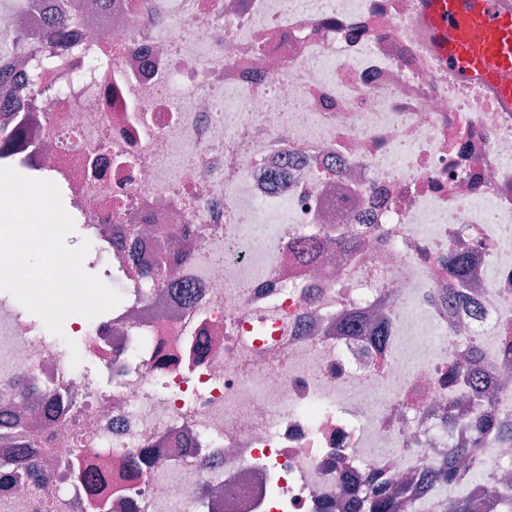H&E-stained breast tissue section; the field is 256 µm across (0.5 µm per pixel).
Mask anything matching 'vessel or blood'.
<instances>
[{"instance_id": "1", "label": "vessel or blood", "mask_w": 512, "mask_h": 512, "mask_svg": "<svg viewBox=\"0 0 512 512\" xmlns=\"http://www.w3.org/2000/svg\"><path fill=\"white\" fill-rule=\"evenodd\" d=\"M431 44L463 79L495 85L512 99V14L495 0H422ZM460 30L448 40V30Z\"/></svg>"}]
</instances>
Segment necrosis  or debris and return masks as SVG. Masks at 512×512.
Returning a JSON list of instances; mask_svg holds the SVG:
<instances>
[{"label": "necrosis or debris", "mask_w": 512, "mask_h": 512, "mask_svg": "<svg viewBox=\"0 0 512 512\" xmlns=\"http://www.w3.org/2000/svg\"><path fill=\"white\" fill-rule=\"evenodd\" d=\"M62 2L0 0V167L66 185L120 301L70 322L75 366L0 291V512H76L79 432L112 512H349L376 475L447 512L458 448L469 512L511 502L512 100L420 0H101L104 32ZM21 380L48 447L13 435Z\"/></svg>", "instance_id": "obj_1"}]
</instances>
